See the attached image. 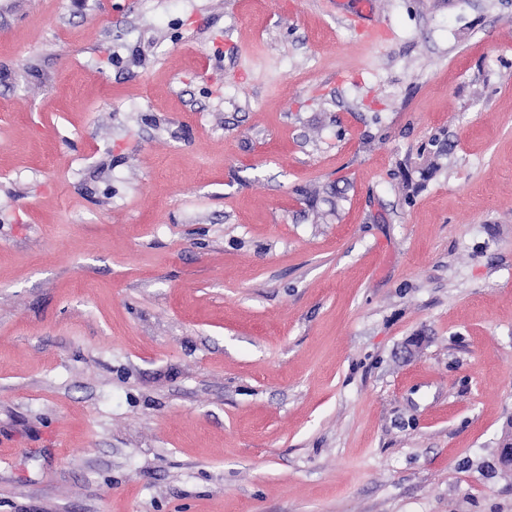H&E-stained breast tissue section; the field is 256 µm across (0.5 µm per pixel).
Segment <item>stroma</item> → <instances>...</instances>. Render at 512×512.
<instances>
[{"label":"stroma","mask_w":512,"mask_h":512,"mask_svg":"<svg viewBox=\"0 0 512 512\" xmlns=\"http://www.w3.org/2000/svg\"><path fill=\"white\" fill-rule=\"evenodd\" d=\"M370 2L0 0V512H512V0Z\"/></svg>","instance_id":"1"}]
</instances>
